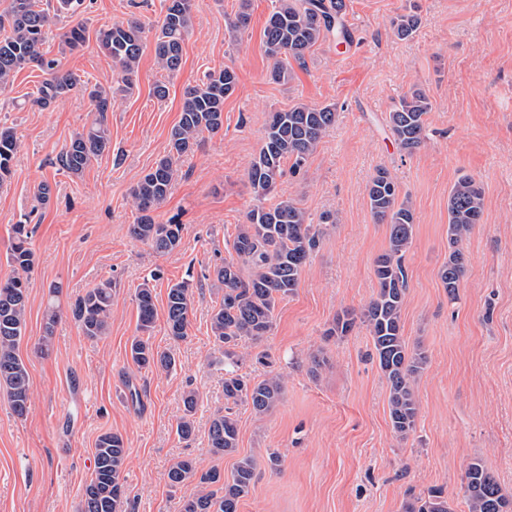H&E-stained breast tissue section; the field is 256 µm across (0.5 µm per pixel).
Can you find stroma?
Returning a JSON list of instances; mask_svg holds the SVG:
<instances>
[{
    "mask_svg": "<svg viewBox=\"0 0 512 512\" xmlns=\"http://www.w3.org/2000/svg\"><path fill=\"white\" fill-rule=\"evenodd\" d=\"M167 4L85 0L79 13L60 14L44 49L88 84L110 82L117 68L99 49L98 31L133 19L154 27ZM197 4L179 72L160 70L153 43L145 44L134 90L115 98L108 114L110 149L81 176L60 171L58 156L92 120L88 97L32 105L44 78L32 65L0 90V122L21 144L11 183L0 189V280L13 273L6 253L14 224L33 227L37 257L19 345L30 376L27 414L17 417L0 394V512H80L95 441L110 431L126 442V512H183L201 486L195 479L170 486L168 471L179 460H193L201 473L215 465L229 473L248 455L259 475L239 512H402L410 496L431 488L445 491L454 512H468L463 477L474 459L512 493V0H346L350 44H317L285 84L270 80L262 41L275 0H251L247 27L234 38L226 24L239 0ZM407 6L421 25L401 40L391 21ZM80 22L85 45L63 50L60 33ZM225 66L239 81L224 101V128L179 161L171 193L154 213L156 222L174 217L183 224L182 246L156 252L128 234L136 217L129 189L167 155L185 88ZM159 80L168 88L162 98L153 93ZM415 88L433 108L425 145L409 155L397 148L386 117ZM297 102L332 104L337 112L303 171L278 187L322 235L294 293L278 304L271 332L237 349L250 377L282 376V399L263 415L236 405L238 453L217 459L208 429L224 407V368L210 361V319L222 296L211 285L212 270L258 203L247 170L269 113ZM381 167L415 212L402 323L409 344L428 356L415 382V430L405 439L391 428L389 390L366 328L341 339L325 336L338 313L363 309L377 290L373 263L388 246V229L374 221L366 185ZM463 175L482 184L484 212L463 242L465 272L452 296L439 270L448 260V194ZM43 183L52 188L45 204L36 198ZM327 212L334 221L321 224ZM187 278L193 310L187 337L176 342L164 316L167 288ZM107 279L111 325L92 341L68 307ZM144 282L158 312L152 342L177 360L169 372L137 371L128 358ZM53 285L61 288L62 313L43 352ZM317 350L325 363L314 372L308 355ZM260 352L268 365L257 363ZM129 379L140 403L125 397ZM189 387L197 407L186 442L176 425ZM272 454L278 465L270 464Z\"/></svg>",
    "mask_w": 512,
    "mask_h": 512,
    "instance_id": "obj_1",
    "label": "stroma"
}]
</instances>
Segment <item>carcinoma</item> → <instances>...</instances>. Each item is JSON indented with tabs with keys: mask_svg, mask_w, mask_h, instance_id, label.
<instances>
[{
	"mask_svg": "<svg viewBox=\"0 0 512 512\" xmlns=\"http://www.w3.org/2000/svg\"><path fill=\"white\" fill-rule=\"evenodd\" d=\"M197 7L196 0H169L164 19L153 35L154 54L160 68L172 75L180 70L183 45ZM250 0H239L232 34L244 29L249 20ZM345 0H278L263 29L266 55L273 60L270 79L287 83L291 78L290 61L304 63L306 54L319 42L332 36L337 42L350 40L344 23ZM51 18L40 0H9L0 12V89L9 86L15 73L28 64L37 65L46 78L37 89L34 103L46 106L84 85L81 77L60 68L55 58L44 52ZM420 17L413 11L398 15L391 23L401 40L413 37L420 27ZM86 27L78 23L61 35L64 47L73 51L86 40ZM145 27L137 21L115 23L100 31L99 47L112 58L121 76L115 84L95 85L88 91L96 116L83 131L75 134L59 154V163L67 173L80 176L104 153L109 143L107 112L112 99L130 93L138 76L143 52ZM238 75L231 67L209 71L200 83L184 92L180 118L170 131V153L140 178L131 188L136 217L128 231L132 238L150 245L161 253H172L182 245L184 225L172 218L165 224L155 222L152 213L170 194L175 170L174 158L198 144L204 133L214 134L224 127V100L232 95ZM432 102L420 88L404 95L399 106L387 117L390 134L400 151L411 154L425 143L426 116ZM336 112L331 105L313 106L296 103L269 114L262 144L247 170L253 192L266 197L277 187L285 172L293 174L307 164L326 131L335 124ZM19 143L13 128L0 125V186L13 172ZM289 169H284L285 164ZM371 214L388 227V247L376 260L374 277L377 292L361 311L346 309L338 314L328 335L343 338L357 325L368 331L378 367L389 387V417L393 431L401 438L413 432L418 414V400L413 383L427 365L424 351L409 345L403 334L401 312L407 292L403 257L413 239L414 211L409 199H399L398 186L380 168L366 186ZM484 189L471 176L459 178L448 195V262L440 278L455 298L466 266L462 242L481 222ZM31 231L27 224L14 225V241L8 262L14 275L0 280V388L7 390L13 412L22 417L30 401V381L26 365L18 354L26 332V308L29 274L35 264L30 247ZM319 243V231L308 222L304 210L286 197L268 207L257 206L239 225L232 252L214 267L216 282L224 288L218 307L211 314L210 327L221 358L229 360L224 374V411L214 414L208 436L213 456L223 458L238 450L239 429L232 406L244 402L261 415L278 404L282 397V379L278 375L253 381L238 370L235 349L244 340L258 341L273 328L278 303L292 294L310 254ZM193 285L188 280L172 284L167 291L166 322L169 336L175 341L186 338L193 303ZM60 287L49 289L52 302L46 312L47 346L58 320L53 298ZM138 331L129 347V357L139 370L160 367L170 369L175 363L169 351H159L151 343L150 332L156 309L149 282L136 293ZM73 318L83 336L96 341L106 336L112 317V281L107 280L71 303ZM196 395H183V415L176 431L180 438L192 437ZM126 445L122 435L101 434L95 444L94 468L87 481L80 512H124L122 473ZM258 463L252 456L240 458L231 477L224 478L218 468L197 474L194 463L180 460L168 472L170 485L177 487L199 478L204 491L183 506V512H238L240 500L254 485ZM464 490L469 512H512V495L502 492L494 474L479 459L465 469ZM403 512H451L448 497L440 489L412 496L405 501Z\"/></svg>",
	"mask_w": 512,
	"mask_h": 512,
	"instance_id": "1",
	"label": "carcinoma"
}]
</instances>
